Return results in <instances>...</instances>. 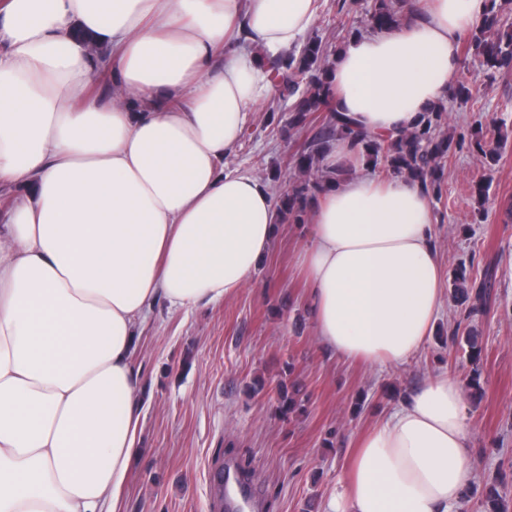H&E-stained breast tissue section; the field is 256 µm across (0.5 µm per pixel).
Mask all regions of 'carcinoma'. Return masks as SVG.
<instances>
[{
	"mask_svg": "<svg viewBox=\"0 0 512 512\" xmlns=\"http://www.w3.org/2000/svg\"><path fill=\"white\" fill-rule=\"evenodd\" d=\"M399 18V10L394 0H374L370 14L371 29L389 27ZM496 24V0H491L486 26L474 30L468 39L470 47L483 56L486 76L491 83L499 77L512 76V32L498 29L493 35H488ZM329 70L330 65L323 57L322 39L317 35L308 40L300 54L292 53L281 59L273 76L275 93L283 99L302 93L294 105L290 124L301 126L314 112H336L333 91L327 81ZM446 111L445 102H436L399 138L378 141L364 135L356 138L355 144L361 146V151L369 153L374 162H382V171L390 175H405L425 186L438 184L439 160L450 152L474 148L484 157L492 161L496 159V149L486 146L479 139L471 141L463 134L454 139L439 132L443 113ZM352 135L353 131L333 119L321 126L301 151L291 155L290 161L304 174L314 176L319 172L321 177L330 179L333 171L323 165L326 149L331 141L350 138ZM316 188L318 183L308 178L285 191L277 203L281 221L302 223V213L306 209L308 196ZM465 283L466 274L463 273L458 278L455 293L467 303L466 310L471 312L483 305L489 296V290L467 288ZM451 341L468 347L469 361L473 365V375L468 386L477 385L483 351L479 338L469 333L465 336L453 335ZM300 393L301 388L296 384L282 383L278 388L280 410L285 414L299 410L302 407Z\"/></svg>",
	"mask_w": 512,
	"mask_h": 512,
	"instance_id": "cac0c4a2",
	"label": "carcinoma"
}]
</instances>
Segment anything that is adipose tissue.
Segmentation results:
<instances>
[{
	"instance_id": "adipose-tissue-1",
	"label": "adipose tissue",
	"mask_w": 512,
	"mask_h": 512,
	"mask_svg": "<svg viewBox=\"0 0 512 512\" xmlns=\"http://www.w3.org/2000/svg\"><path fill=\"white\" fill-rule=\"evenodd\" d=\"M489 0H419L353 38L336 116L377 138L447 98ZM316 0H0V512H122L141 456L132 361L157 300L235 295L269 253L275 187L222 170ZM108 72L112 95L89 93ZM300 264L324 352L404 363L444 305L419 182L358 173L311 202ZM463 389L440 373L359 441L332 512H459Z\"/></svg>"
}]
</instances>
